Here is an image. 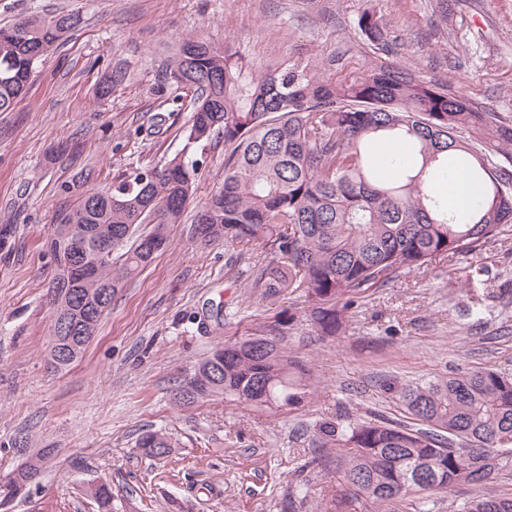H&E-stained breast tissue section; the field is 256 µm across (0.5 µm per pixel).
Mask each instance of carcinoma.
Wrapping results in <instances>:
<instances>
[{"label": "carcinoma", "mask_w": 512, "mask_h": 512, "mask_svg": "<svg viewBox=\"0 0 512 512\" xmlns=\"http://www.w3.org/2000/svg\"><path fill=\"white\" fill-rule=\"evenodd\" d=\"M82 22L78 11L29 16L0 27V112L26 93L31 69ZM358 28L373 46H387L386 23L368 9ZM336 59L292 64L250 62L230 46L198 35L182 37L170 59L176 99L190 95L191 119L181 153L164 165L137 168L104 188L82 193L61 210L48 237L57 272L52 288L64 306L58 318L81 331L87 307L101 291H117L167 248L182 223L202 162L196 149L224 138V184L198 211L194 235L224 241L264 257L252 264L247 287L264 299L297 293L316 305L321 331L336 334L339 313L353 298L392 282L403 270L428 267L439 256L471 254L512 232V125L467 98L448 93L396 67L354 78L328 74ZM401 141L403 157H379L375 145ZM457 157L486 196L470 216L448 210L432 185L448 176L440 157ZM112 232V250L97 257L99 278L80 282L67 271L68 245L92 251ZM279 320L227 339L210 358L219 374L196 369L178 391L190 405L214 397L255 406L298 405L302 368L278 343ZM92 336L51 340L78 359ZM405 419L321 427V447L344 460L341 484L375 512H400L417 492L435 495L475 486L452 501V512H512V494L497 485L512 478V375L484 368L424 382L382 386ZM176 440L147 431L137 439L146 457L169 456ZM99 512H112V488L89 487Z\"/></svg>", "instance_id": "1"}]
</instances>
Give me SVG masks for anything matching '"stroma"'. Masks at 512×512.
Masks as SVG:
<instances>
[{
	"mask_svg": "<svg viewBox=\"0 0 512 512\" xmlns=\"http://www.w3.org/2000/svg\"><path fill=\"white\" fill-rule=\"evenodd\" d=\"M368 7L387 23V52L357 28ZM70 10L81 26L0 112V228L10 229L0 247V479L52 451L6 512H97L85 490L99 481L110 483L116 512H369L337 482L319 426L400 417L380 389L389 378L512 374V238L359 294L336 335L324 336L306 298L265 300L247 288L260 249L242 257L178 224L169 247L120 288L84 354L56 372L47 367V238L81 171L96 188L181 151L191 112L165 96L178 37L227 41L269 64L333 55L339 78L406 67L512 123V0H0V27ZM115 71L124 81L97 96ZM201 159L196 209L224 182L223 139ZM273 312L285 322L283 347L310 374L301 404L176 405L185 376L218 344ZM149 430L178 448L143 456L135 443Z\"/></svg>",
	"mask_w": 512,
	"mask_h": 512,
	"instance_id": "1",
	"label": "stroma"
}]
</instances>
